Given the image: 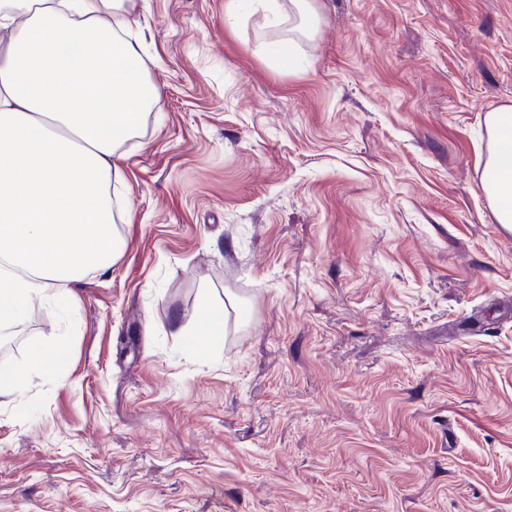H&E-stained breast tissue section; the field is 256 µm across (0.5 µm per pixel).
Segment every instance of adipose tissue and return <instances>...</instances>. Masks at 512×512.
Masks as SVG:
<instances>
[{"label": "adipose tissue", "instance_id": "ef3b65f1", "mask_svg": "<svg viewBox=\"0 0 512 512\" xmlns=\"http://www.w3.org/2000/svg\"><path fill=\"white\" fill-rule=\"evenodd\" d=\"M126 0H0V334L36 299L70 307L88 268L106 270L120 239L110 186L119 150L159 95L144 74ZM482 189L512 224V106L490 113ZM226 310L204 306L189 343L224 341ZM58 341L25 365H0V394L53 374Z\"/></svg>", "mask_w": 512, "mask_h": 512}]
</instances>
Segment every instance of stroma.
Returning <instances> with one entry per match:
<instances>
[{"mask_svg":"<svg viewBox=\"0 0 512 512\" xmlns=\"http://www.w3.org/2000/svg\"><path fill=\"white\" fill-rule=\"evenodd\" d=\"M226 2H127L160 96L122 251L0 346L70 351L0 396V512H512V0H316L297 36ZM491 147L484 162L482 189L491 200L499 224H512V106L488 116ZM226 305H206L202 308L196 328L187 336H191L189 343L200 355H206L211 349L224 342L226 325Z\"/></svg>","mask_w":512,"mask_h":512,"instance_id":"1","label":"stroma"}]
</instances>
